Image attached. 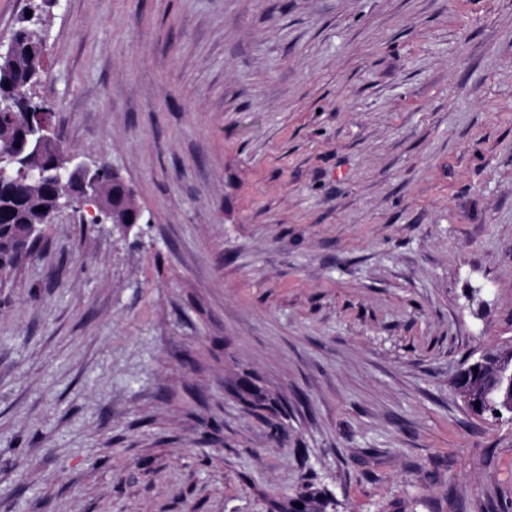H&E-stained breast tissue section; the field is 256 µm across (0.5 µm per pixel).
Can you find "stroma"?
I'll return each instance as SVG.
<instances>
[{
  "mask_svg": "<svg viewBox=\"0 0 512 512\" xmlns=\"http://www.w3.org/2000/svg\"><path fill=\"white\" fill-rule=\"evenodd\" d=\"M152 223L68 211L0 288V512H497L512 0H0ZM280 406L255 415L232 390ZM474 367L478 371L474 370L471 378L466 369L457 377L458 394L470 414L480 419L477 415L486 406L493 407L495 414H512V350L484 351L476 359ZM295 502L302 503L303 508L293 505L292 509L295 511L286 507L282 512H327V509L333 505V500L321 492L317 495L312 492L301 493Z\"/></svg>",
  "mask_w": 512,
  "mask_h": 512,
  "instance_id": "35a3bbf8",
  "label": "stroma"
}]
</instances>
